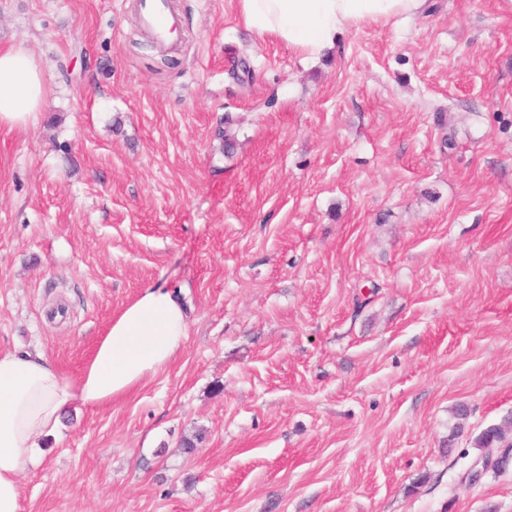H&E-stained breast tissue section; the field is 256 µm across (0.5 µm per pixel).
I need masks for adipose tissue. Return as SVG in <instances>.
<instances>
[{
  "label": "adipose tissue",
  "mask_w": 512,
  "mask_h": 512,
  "mask_svg": "<svg viewBox=\"0 0 512 512\" xmlns=\"http://www.w3.org/2000/svg\"><path fill=\"white\" fill-rule=\"evenodd\" d=\"M425 0H238L243 25L313 59L343 32L418 16ZM46 88L23 46L0 47V126L27 130L41 117ZM188 314L176 294L155 284L112 322L78 380L39 350L0 353V512H20V476L42 459L74 405L101 408L127 396L168 365L182 346Z\"/></svg>",
  "instance_id": "obj_1"
}]
</instances>
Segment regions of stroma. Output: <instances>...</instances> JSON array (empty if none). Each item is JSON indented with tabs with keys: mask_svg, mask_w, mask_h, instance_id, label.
Segmentation results:
<instances>
[{
	"mask_svg": "<svg viewBox=\"0 0 512 512\" xmlns=\"http://www.w3.org/2000/svg\"><path fill=\"white\" fill-rule=\"evenodd\" d=\"M0 0L49 94L0 128V353L70 379L143 288L174 360L68 410L21 512H512V0H426L313 61L173 0ZM194 450H185V441ZM142 25L158 42L176 31L178 17L170 11L168 0H143ZM511 432V426L504 425V426H490L486 428L481 435L476 440V444L479 447L487 448L491 446H508L505 448H501V455L493 458L492 456H486L482 459V461L477 462L470 474V478L472 481H475L480 475L481 471L480 469H475L478 467V465H481V470H487L489 468L494 467L497 462L502 458V455L506 451L507 448H512V438L510 437ZM510 444V446H509Z\"/></svg>",
	"mask_w": 512,
	"mask_h": 512,
	"instance_id": "1",
	"label": "stroma"
}]
</instances>
